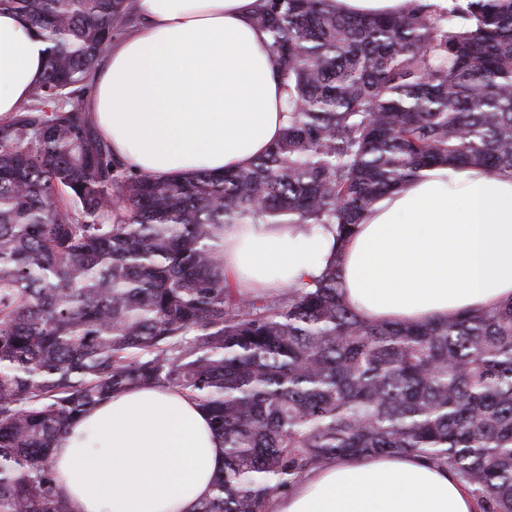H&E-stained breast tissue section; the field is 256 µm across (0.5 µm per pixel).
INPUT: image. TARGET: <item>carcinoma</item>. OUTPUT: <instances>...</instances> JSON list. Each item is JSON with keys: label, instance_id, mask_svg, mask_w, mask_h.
Instances as JSON below:
<instances>
[{"label": "carcinoma", "instance_id": "obj_1", "mask_svg": "<svg viewBox=\"0 0 512 512\" xmlns=\"http://www.w3.org/2000/svg\"><path fill=\"white\" fill-rule=\"evenodd\" d=\"M47 45L30 105L0 121V512H71L52 448L99 401L185 393L224 441L197 512H268L343 455L448 465L479 512H512V301L422 324L343 300L339 258L365 214L433 165L512 175V0L390 17L261 0L285 89L282 136L249 165L132 173L83 107L138 0H0ZM336 232L284 292L224 273L229 224Z\"/></svg>", "mask_w": 512, "mask_h": 512}]
</instances>
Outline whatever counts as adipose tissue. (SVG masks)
I'll list each match as a JSON object with an SVG mask.
<instances>
[{
    "label": "adipose tissue",
    "instance_id": "1",
    "mask_svg": "<svg viewBox=\"0 0 512 512\" xmlns=\"http://www.w3.org/2000/svg\"><path fill=\"white\" fill-rule=\"evenodd\" d=\"M258 0H139L140 21L111 42L84 101L117 159L155 179L250 164L284 126L285 95ZM46 45L0 11V119L29 102ZM334 233L291 224L225 228L224 268L247 291L281 292L318 274ZM344 300L371 322L448 320L512 300V177L423 171L367 213L340 264ZM72 512H197L224 445L197 402L142 385L103 399L51 453ZM270 512H478L447 465L406 455L347 456L303 474Z\"/></svg>",
    "mask_w": 512,
    "mask_h": 512
}]
</instances>
